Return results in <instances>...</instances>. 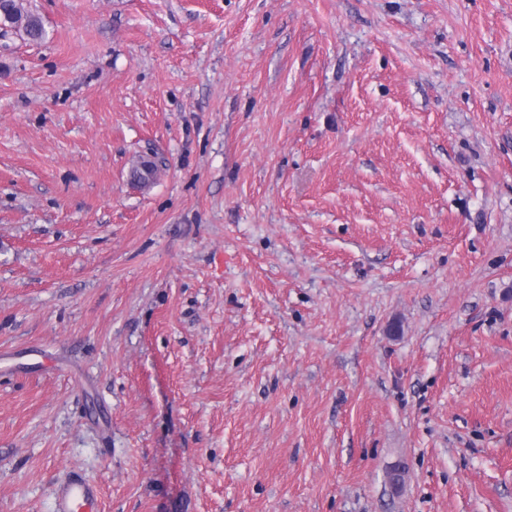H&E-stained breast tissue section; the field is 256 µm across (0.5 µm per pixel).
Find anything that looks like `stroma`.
I'll return each instance as SVG.
<instances>
[{
	"label": "stroma",
	"mask_w": 512,
	"mask_h": 512,
	"mask_svg": "<svg viewBox=\"0 0 512 512\" xmlns=\"http://www.w3.org/2000/svg\"><path fill=\"white\" fill-rule=\"evenodd\" d=\"M21 3L0 512H512V0ZM97 487L80 476H74L59 486L56 512H99Z\"/></svg>",
	"instance_id": "1"
}]
</instances>
